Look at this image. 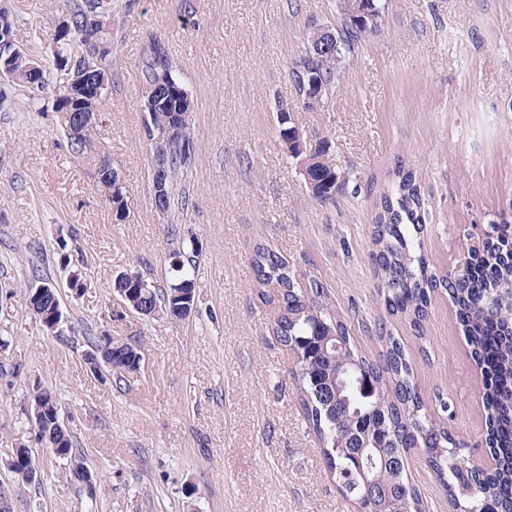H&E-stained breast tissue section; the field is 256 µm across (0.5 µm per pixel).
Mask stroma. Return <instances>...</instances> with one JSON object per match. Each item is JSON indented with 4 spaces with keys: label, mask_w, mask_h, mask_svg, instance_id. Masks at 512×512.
Instances as JSON below:
<instances>
[{
    "label": "stroma",
    "mask_w": 512,
    "mask_h": 512,
    "mask_svg": "<svg viewBox=\"0 0 512 512\" xmlns=\"http://www.w3.org/2000/svg\"><path fill=\"white\" fill-rule=\"evenodd\" d=\"M112 15V88L90 148L72 154L54 88L28 102L0 85V483L14 512H357L326 471L292 372L293 354L257 296L253 247L266 242L319 280L370 359L383 335L404 346L428 409L482 456L480 369L445 291L423 334L389 315L371 259V232L398 173L415 172L431 266L454 267L481 226L512 205V0H387L380 33L364 39L333 95L313 110L289 70L309 23L337 26L336 0H133ZM40 33L22 44L49 55L62 0H0ZM165 41L194 100L197 145L183 186L187 210L161 215L144 135L140 60ZM288 103L308 147L348 172L333 201L314 200L278 132ZM110 159L127 191L115 223L98 182ZM198 247L196 310L144 320L115 298L122 272L171 280L170 253ZM88 264L72 296L71 261ZM53 282L63 314L51 331L25 307L27 286ZM138 342L143 360L122 387L83 361L88 336ZM51 390L93 487L66 475L34 441L33 387ZM32 447L41 474L26 483L4 462ZM407 475L425 512H452L435 473L411 453Z\"/></svg>",
    "instance_id": "obj_1"
}]
</instances>
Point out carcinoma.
<instances>
[{
    "label": "carcinoma",
    "instance_id": "obj_1",
    "mask_svg": "<svg viewBox=\"0 0 512 512\" xmlns=\"http://www.w3.org/2000/svg\"><path fill=\"white\" fill-rule=\"evenodd\" d=\"M118 0H64L69 31L56 32L55 43L61 52L81 50L79 37L95 13L104 20L97 29V40L107 46L101 63L112 70V12ZM342 23L331 28L338 52L327 53L307 41L305 51L292 63L289 76L300 101L317 91L321 99L332 95L336 82L354 52L355 45L378 32L385 13L380 0H367L366 10L358 16L349 12L347 0H337ZM13 84L34 99L39 90L26 62L14 60ZM140 76L146 93L151 95L152 118L144 124L146 139L162 133L174 119L183 117L184 131L169 145L164 198L156 206L167 210H185L188 198L182 180L195 157L187 111L189 92L178 81L168 46L157 39L149 41L140 61ZM279 136L282 141L298 143L300 134L289 121L290 108L276 103ZM96 127L80 138L67 137L74 154H81L91 144ZM312 197L319 202L334 199L336 186L347 177L336 169L326 151L309 156L302 172ZM424 200L420 181L408 171L398 175L390 193L381 203L375 220L372 257L380 278L388 313L422 328L428 316L431 294L444 289L454 308L456 320L467 336L471 354L485 373L482 395L485 435L489 452L498 463L488 468L476 467L465 452L467 443L444 422L435 421L411 380L412 367L404 347L387 337L386 350L377 360L360 355L349 330L330 302L322 283H300L286 259L264 244H258L252 257L258 295L273 307L271 324L279 343L293 351L296 358L293 377L300 392L304 414L322 445L321 452L329 475L343 496L351 499L360 512H424L422 501L409 484L405 462L412 451L422 455L437 475L454 512H512V224L507 220L495 225V237L471 250L466 274L455 278L441 274L427 260L421 242L425 223ZM172 283L162 290L152 284L143 288L144 275L113 285L125 290L124 303L139 310L144 319L165 313L177 319L180 311L195 305V252L174 251L170 259ZM34 308L62 319L58 291L53 283H44V292ZM338 336L345 343L342 357L330 347L329 337ZM136 345L122 338L111 339L107 380L120 382L142 360ZM346 368L342 380L336 371ZM44 419L39 434L54 449V457L66 461L68 474L85 469V450L80 448L66 427L60 405L53 392L42 390ZM377 442L387 456V463L371 476L373 486L382 495L364 496L358 471L359 457L354 448L359 440Z\"/></svg>",
    "mask_w": 512,
    "mask_h": 512
}]
</instances>
